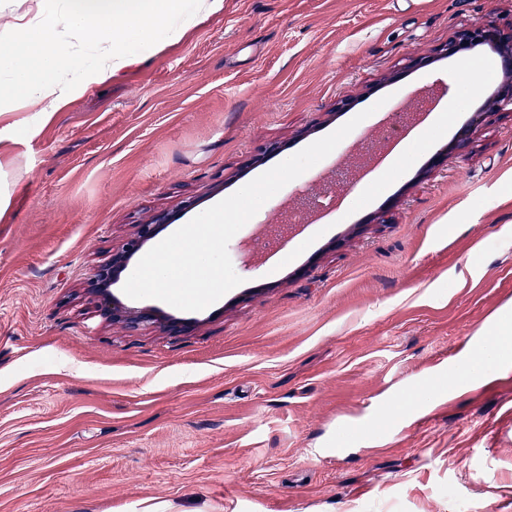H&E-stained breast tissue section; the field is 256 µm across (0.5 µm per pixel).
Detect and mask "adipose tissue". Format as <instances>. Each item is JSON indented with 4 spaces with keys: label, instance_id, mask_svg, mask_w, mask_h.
I'll return each instance as SVG.
<instances>
[{
    "label": "adipose tissue",
    "instance_id": "adipose-tissue-1",
    "mask_svg": "<svg viewBox=\"0 0 512 512\" xmlns=\"http://www.w3.org/2000/svg\"><path fill=\"white\" fill-rule=\"evenodd\" d=\"M218 0H62L58 9L43 10L35 32L18 29L15 46L6 59L12 75L0 84V142L13 139L21 125L9 112L17 88H24L31 104L41 114L52 113L61 104L80 94L91 83H102L133 62L124 50L127 32L143 37L164 34L176 40L196 16L214 8ZM122 20L126 32L98 42L93 56L77 48L79 36H93L100 25ZM512 311L498 314L471 359L449 368L439 385L452 389L476 379L489 367L512 365Z\"/></svg>",
    "mask_w": 512,
    "mask_h": 512
}]
</instances>
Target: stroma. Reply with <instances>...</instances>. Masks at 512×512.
I'll return each instance as SVG.
<instances>
[{"instance_id": "obj_1", "label": "stroma", "mask_w": 512, "mask_h": 512, "mask_svg": "<svg viewBox=\"0 0 512 512\" xmlns=\"http://www.w3.org/2000/svg\"><path fill=\"white\" fill-rule=\"evenodd\" d=\"M481 19L511 26L512 0H220L178 42L126 39L133 65L48 119L16 97L37 131L0 146V512H512V367L409 398L512 310V112L481 108L504 77L486 49L442 54ZM471 61L367 199L247 252ZM357 115L231 239L241 285L197 312L148 300L133 332L101 315L85 282L138 224L187 223Z\"/></svg>"}]
</instances>
